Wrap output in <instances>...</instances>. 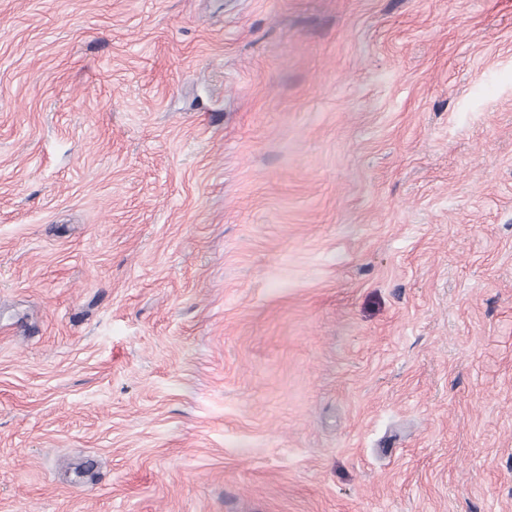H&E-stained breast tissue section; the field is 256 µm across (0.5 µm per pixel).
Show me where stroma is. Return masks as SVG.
Returning a JSON list of instances; mask_svg holds the SVG:
<instances>
[{
	"instance_id": "1",
	"label": "stroma",
	"mask_w": 512,
	"mask_h": 512,
	"mask_svg": "<svg viewBox=\"0 0 512 512\" xmlns=\"http://www.w3.org/2000/svg\"><path fill=\"white\" fill-rule=\"evenodd\" d=\"M0 512H512V0H0Z\"/></svg>"
}]
</instances>
